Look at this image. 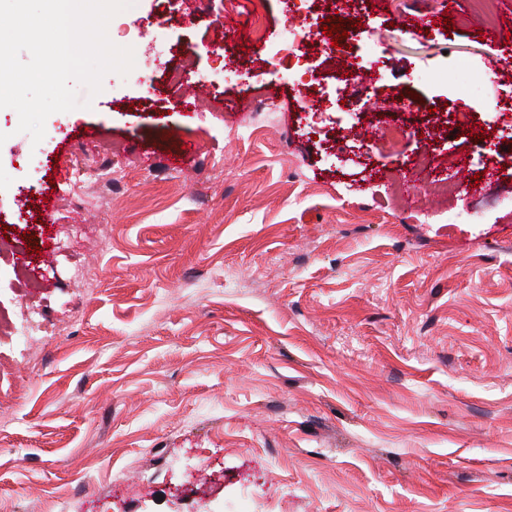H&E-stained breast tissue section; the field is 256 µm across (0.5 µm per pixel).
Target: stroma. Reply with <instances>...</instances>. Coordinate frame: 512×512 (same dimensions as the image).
<instances>
[{
  "label": "stroma",
  "instance_id": "obj_1",
  "mask_svg": "<svg viewBox=\"0 0 512 512\" xmlns=\"http://www.w3.org/2000/svg\"><path fill=\"white\" fill-rule=\"evenodd\" d=\"M257 6L264 42L238 41L224 19ZM491 9L135 0L108 25L135 67L90 107L37 145L0 112V512H512V0Z\"/></svg>",
  "mask_w": 512,
  "mask_h": 512
}]
</instances>
